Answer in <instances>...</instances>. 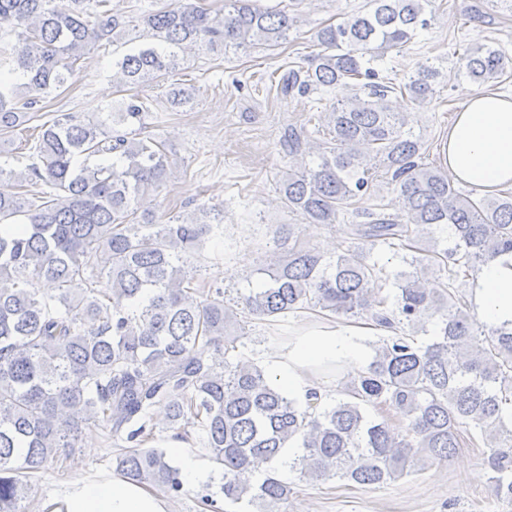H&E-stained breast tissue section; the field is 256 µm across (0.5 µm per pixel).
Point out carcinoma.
<instances>
[{
    "label": "carcinoma",
    "instance_id": "carcinoma-1",
    "mask_svg": "<svg viewBox=\"0 0 512 512\" xmlns=\"http://www.w3.org/2000/svg\"><path fill=\"white\" fill-rule=\"evenodd\" d=\"M0 0V135L26 131L38 106L68 84L93 49L124 48L112 61L119 98L91 116L60 112L39 126L34 161L17 173L0 165V512L21 505L31 478L69 457L82 429L108 430L113 464L126 479L172 498L180 469L145 444L149 409L166 403L175 438L199 444L213 463L218 493L254 512H281L291 488L286 466L306 480L359 485L395 480L426 461H448L468 443L488 449L492 495L512 503V329L482 321L456 284L512 252V195L473 199L448 174L422 163V143L405 129L392 95L423 102L434 69L395 88L375 64L426 28L431 0H373V9L316 34L307 65L268 75L267 92L286 99L340 83L354 95L314 114L324 142L288 129L293 169L279 195L288 212L334 224L372 200L383 168L401 201L398 215L366 207L370 221L345 225L346 248L328 253L294 224L272 231L266 279L238 296L198 279L206 241L224 237V211L163 220L144 201L173 175L164 144L150 133L152 102L139 88L169 73L197 47L245 50L288 39L299 17L257 0H224V16L200 0L125 18L109 0ZM467 75L481 84L507 74L492 46L467 52ZM193 100L175 83L167 104ZM318 152L316 168L305 156ZM445 224L448 238L431 237ZM384 248L405 251L408 269L389 272ZM55 284L44 294L37 285ZM312 310L359 317L383 331L358 371L337 382L336 398L312 390L299 401L278 391L240 350L245 319L277 321ZM435 320L423 343L418 332ZM407 423L401 433L392 418ZM271 464L246 479L252 459Z\"/></svg>",
    "mask_w": 512,
    "mask_h": 512
}]
</instances>
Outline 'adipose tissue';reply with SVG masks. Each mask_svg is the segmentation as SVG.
Returning <instances> with one entry per match:
<instances>
[{
	"label": "adipose tissue",
	"mask_w": 512,
	"mask_h": 512,
	"mask_svg": "<svg viewBox=\"0 0 512 512\" xmlns=\"http://www.w3.org/2000/svg\"><path fill=\"white\" fill-rule=\"evenodd\" d=\"M442 155L455 180L488 195L512 190V93L465 91ZM467 288L484 321L512 329V252L485 264ZM366 358L355 329L303 324L294 329L286 350L269 353L267 368L279 390L301 399L315 387L323 365L343 363L358 370ZM46 508L48 512H170L162 495L118 476L73 484Z\"/></svg>",
	"instance_id": "1"
}]
</instances>
